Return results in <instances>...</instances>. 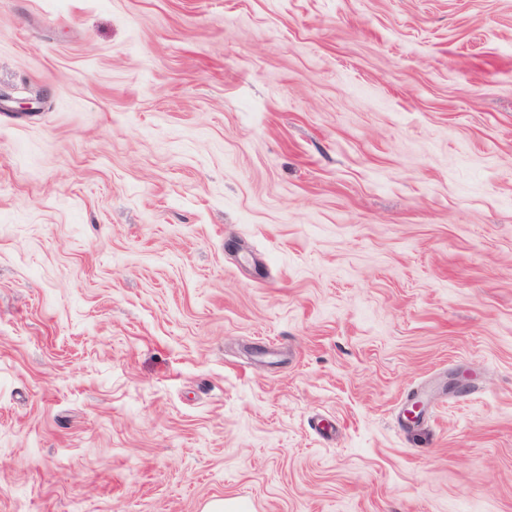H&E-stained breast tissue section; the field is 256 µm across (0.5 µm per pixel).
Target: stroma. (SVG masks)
<instances>
[{"instance_id":"obj_1","label":"stroma","mask_w":512,"mask_h":512,"mask_svg":"<svg viewBox=\"0 0 512 512\" xmlns=\"http://www.w3.org/2000/svg\"><path fill=\"white\" fill-rule=\"evenodd\" d=\"M215 500L512 512V0H0V512Z\"/></svg>"}]
</instances>
